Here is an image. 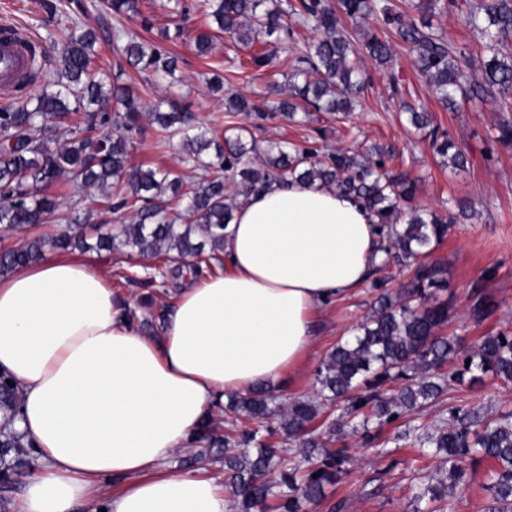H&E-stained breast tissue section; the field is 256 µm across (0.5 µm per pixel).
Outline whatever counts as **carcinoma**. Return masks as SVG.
I'll return each mask as SVG.
<instances>
[{"label": "carcinoma", "mask_w": 512, "mask_h": 512, "mask_svg": "<svg viewBox=\"0 0 512 512\" xmlns=\"http://www.w3.org/2000/svg\"><path fill=\"white\" fill-rule=\"evenodd\" d=\"M458 0H428L425 13L414 17L389 0H300L294 8L298 22L312 27L318 38L297 50L295 30L281 0H200L197 7L210 19L197 32L199 54L209 52L220 33L244 46L259 41L279 46L291 43L288 87L276 89L278 101L269 104L245 95L225 93L229 117L239 112L261 120L293 121L299 112L349 116L369 81L358 70L357 50L344 28L371 19L359 42L376 65H395L396 46L414 55L418 71L443 108L457 110L465 103H487L502 113L496 141L512 147V0H482L471 15L484 61L480 76L468 78L459 65L467 46L455 45L433 30L427 14L454 9ZM181 22L164 29V39L182 38L188 8L174 0ZM97 29L90 23L63 28L57 42V66L38 69L30 78L42 80V91L0 112V228L5 231L37 227L58 211L56 198L45 190L60 182L92 187L105 199V211H133V223L98 232V251L127 250V256L189 264L200 274L210 262L222 264L224 229L233 219L238 197H246L272 182L315 183L359 199L377 218L378 250L390 262H412V277L394 296L374 278L377 292L368 317L355 333L328 351L315 371V392L287 405L259 388L230 397L226 410H241L256 427L226 432L213 414L203 420L193 444L223 458L224 483L234 512H306V506L327 498V489L348 475V449L336 447L345 429H362L372 443L382 428L400 418L417 416L451 383L481 379L485 374L512 381V336L486 337L479 348L459 356L455 343L440 335L453 312L449 302L432 300L449 288L445 268L429 263L431 251L447 237L451 225L467 216L470 206L438 215L412 206L416 180L392 168L394 156L379 150L360 154L336 150L319 153L313 147L268 141L262 145L245 128L224 132L195 124L192 113L160 100L149 116L161 133L180 137L182 162L202 176L186 182L161 167L142 169L128 163L138 131L140 103L120 77L92 68ZM113 49L128 65L156 78H175L178 59L159 44L136 34L116 32ZM408 123L425 133L448 166L462 170L468 156L433 116L421 107L405 105ZM56 221L59 232L36 235L18 247H0V274L42 259L45 251H71L85 245L87 218L78 203ZM497 305L480 289L469 298V317L481 322ZM460 359L452 376L443 372L450 360ZM343 404L341 416L319 423L326 405ZM21 411L18 386L0 372V465L6 473L31 466L34 442L14 428ZM299 449L304 469L282 467L284 445ZM413 447L420 458H435L446 468L438 481L429 475L416 486L414 502L429 506L445 502L448 492L466 484L469 464H494L485 486L483 512H512V412L489 415L485 409L448 407L441 425L414 429Z\"/></svg>", "instance_id": "1"}]
</instances>
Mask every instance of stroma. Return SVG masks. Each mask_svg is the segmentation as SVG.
<instances>
[{
	"instance_id": "35a3bbf8",
	"label": "stroma",
	"mask_w": 512,
	"mask_h": 512,
	"mask_svg": "<svg viewBox=\"0 0 512 512\" xmlns=\"http://www.w3.org/2000/svg\"><path fill=\"white\" fill-rule=\"evenodd\" d=\"M167 2L138 0L139 15L132 19L110 13L101 0H0V22L20 27L46 52L52 49L50 34L70 19L92 22L100 35L96 67L109 75L122 73L124 83L138 96L144 111L130 150L131 164L145 169L161 166L191 180L195 174L182 162L178 145L160 143L156 126L148 116L151 107L162 98L187 106L200 121L208 122L226 114L223 99L212 94L205 83L210 71L224 72L230 90L263 101L271 85L286 81L289 68L282 49L259 44L247 48L227 37L217 40L209 54L198 55L195 32L205 25L203 14L198 13L193 15L180 40L164 45L165 50L179 57L182 84L170 87L134 69H121L122 59L112 50L114 32H141V21L146 18L154 27L150 39H157L158 29L170 21ZM263 51L267 52L269 62L259 68L252 57ZM361 67L373 87L349 122H339L319 112L299 124L269 120L258 130L259 139L312 145L324 152L349 149L356 143L365 151L376 146L392 150L397 154L396 167L408 170L418 181L416 205L440 211L454 208L460 201L471 203L472 218L455 225L433 254L434 261L448 270L450 289L444 297L450 300L455 312L443 334L458 339L466 353L477 349L485 336L500 332L512 336V149L493 142L498 112L489 105H470L460 112L444 110L418 74L411 55L402 49L397 52L393 69L379 67L367 59L362 60ZM392 71L398 73L406 95L416 97L433 112L437 124L466 148L469 163L464 170L441 166L428 141L407 124L396 101L384 93ZM52 192L65 208L80 201L91 224H127L132 220L131 213L124 211L102 213L96 189L56 186ZM84 257L121 301L133 305L142 333L159 338L169 304L184 281V274L160 271L153 260H130L120 252L88 251ZM475 288L482 289L498 304L496 312L480 323L468 315L469 295ZM371 300V293L362 287L320 314L310 351L283 378L278 389L281 399L311 395L314 371L323 356L340 337L353 334L356 324L370 314ZM451 404L512 412V383L507 385L486 375L473 386H460L450 393L447 403L424 413L422 423L430 428L440 425ZM346 443L349 475L336 486L332 501H345L346 512H416L410 482L417 463L408 444L389 443L391 455L384 458L379 448L363 445L360 436L348 437ZM390 458L396 459L398 465L387 475L383 468ZM487 469L484 462L471 467L467 486L449 496L444 512H481Z\"/></svg>"
}]
</instances>
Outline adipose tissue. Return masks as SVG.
<instances>
[{"label": "adipose tissue", "instance_id": "obj_1", "mask_svg": "<svg viewBox=\"0 0 512 512\" xmlns=\"http://www.w3.org/2000/svg\"><path fill=\"white\" fill-rule=\"evenodd\" d=\"M374 222L316 183L250 194L224 232L223 272L187 277L158 340L85 262L0 277V372L38 451L17 512H233L205 468L163 465L226 395L278 386L309 351L319 311L382 261ZM109 478L123 487L107 497Z\"/></svg>", "mask_w": 512, "mask_h": 512}]
</instances>
